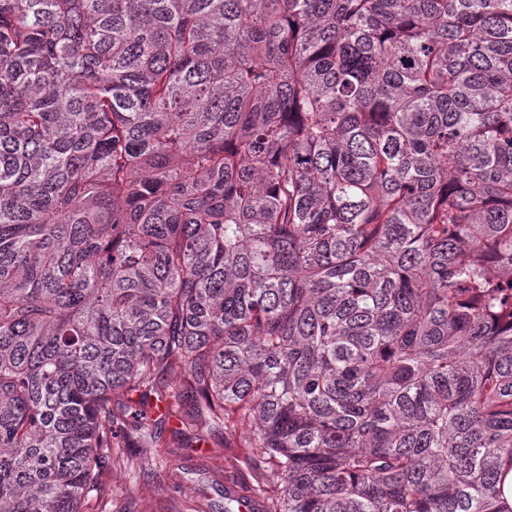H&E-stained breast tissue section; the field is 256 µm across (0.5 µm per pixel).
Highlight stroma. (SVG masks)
Masks as SVG:
<instances>
[{
    "label": "stroma",
    "instance_id": "stroma-1",
    "mask_svg": "<svg viewBox=\"0 0 512 512\" xmlns=\"http://www.w3.org/2000/svg\"><path fill=\"white\" fill-rule=\"evenodd\" d=\"M160 431V455L151 449L126 452L110 480L109 512H185L190 501L223 507L225 489L252 482L244 466L246 449L231 447L230 436L198 435L181 423L177 406L149 399Z\"/></svg>",
    "mask_w": 512,
    "mask_h": 512
}]
</instances>
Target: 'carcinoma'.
I'll return each instance as SVG.
<instances>
[{
  "label": "carcinoma",
  "instance_id": "obj_1",
  "mask_svg": "<svg viewBox=\"0 0 512 512\" xmlns=\"http://www.w3.org/2000/svg\"><path fill=\"white\" fill-rule=\"evenodd\" d=\"M135 392L262 512H512V0H0V512Z\"/></svg>",
  "mask_w": 512,
  "mask_h": 512
}]
</instances>
